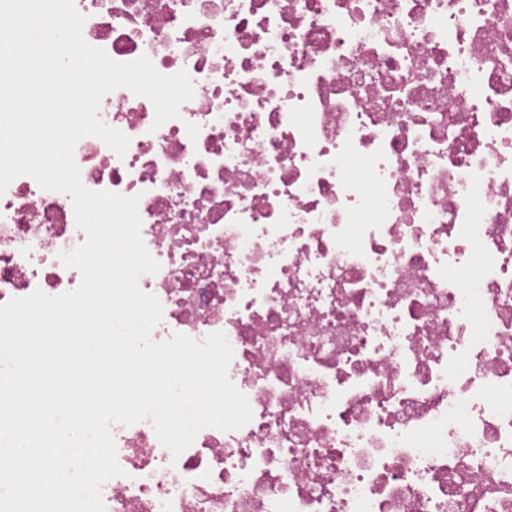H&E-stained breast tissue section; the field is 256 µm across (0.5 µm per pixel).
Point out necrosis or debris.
Listing matches in <instances>:
<instances>
[{"label":"necrosis or debris","instance_id":"4bbe7bcc","mask_svg":"<svg viewBox=\"0 0 512 512\" xmlns=\"http://www.w3.org/2000/svg\"><path fill=\"white\" fill-rule=\"evenodd\" d=\"M126 88L82 184L138 197L151 338L224 332L252 410L180 455L112 424L106 512H512V0H74ZM69 195L0 194V304L81 282Z\"/></svg>","mask_w":512,"mask_h":512}]
</instances>
